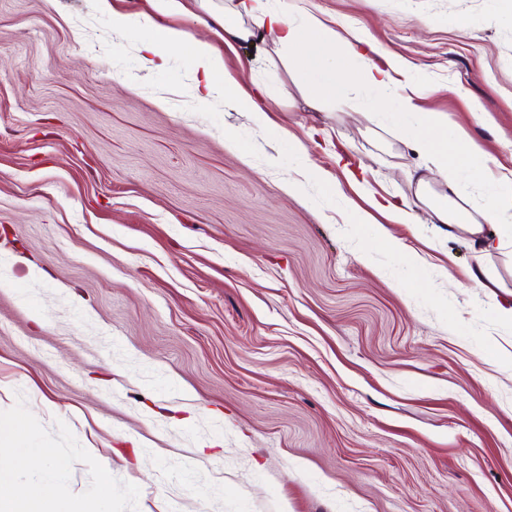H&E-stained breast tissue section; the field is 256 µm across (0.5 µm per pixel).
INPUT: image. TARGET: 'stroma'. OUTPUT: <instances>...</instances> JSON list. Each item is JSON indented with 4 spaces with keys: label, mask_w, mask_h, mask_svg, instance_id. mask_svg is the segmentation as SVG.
<instances>
[{
    "label": "stroma",
    "mask_w": 512,
    "mask_h": 512,
    "mask_svg": "<svg viewBox=\"0 0 512 512\" xmlns=\"http://www.w3.org/2000/svg\"><path fill=\"white\" fill-rule=\"evenodd\" d=\"M287 2L403 60L397 93L432 86L419 109L492 161L473 204L512 174V0ZM188 8L161 25L222 49L268 127L198 103L180 52L144 68L96 0H0V421L56 451L19 483L92 512H512V247L476 296L355 66L317 110L304 75L225 47L224 0ZM305 163L342 197L288 194Z\"/></svg>",
    "instance_id": "35a3bbf8"
}]
</instances>
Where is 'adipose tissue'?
I'll return each instance as SVG.
<instances>
[{"label": "adipose tissue", "mask_w": 512, "mask_h": 512, "mask_svg": "<svg viewBox=\"0 0 512 512\" xmlns=\"http://www.w3.org/2000/svg\"><path fill=\"white\" fill-rule=\"evenodd\" d=\"M97 2L103 11L111 13L113 29L141 37L143 67L162 68L170 51L185 50L198 100L224 96L235 110L251 113L257 125H266L264 108L244 90L239 78L225 75L224 59L209 41L197 39L182 28L157 26V17L184 14V0H150V13L142 15L115 11L110 0ZM222 30L226 46L249 47L259 57L265 56L266 43L277 45L281 50L279 60L286 68L308 74L303 93L321 107L341 101L336 70L346 63L358 62L359 83L379 97L393 96L394 76L404 70L402 61L396 58L387 59L382 66L376 64L373 57L380 49L363 32L341 36L335 24L314 13L297 16L287 9L271 8L268 0H224ZM394 98L395 113L415 119L414 125L400 126L399 134L406 147L422 159L420 168L414 169L410 177L416 183L417 199L430 210L432 223L444 225L449 239L465 237L482 256L512 240V179H498L478 211L470 212L462 204L461 174L488 171V158L465 144L449 146L445 113L418 111L409 96ZM434 177L441 179L442 191L432 190L430 180ZM26 434L27 425L22 421L0 427V447L8 451L6 462L0 463V512H77L62 497H44L19 484V474L32 465L34 458L48 459L54 454L50 448L29 452Z\"/></svg>", "instance_id": "obj_1"}]
</instances>
